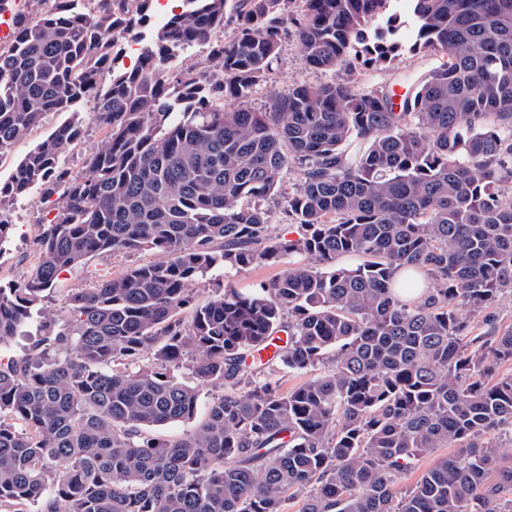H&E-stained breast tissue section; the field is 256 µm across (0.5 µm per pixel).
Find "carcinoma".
Masks as SVG:
<instances>
[{"label":"carcinoma","mask_w":512,"mask_h":512,"mask_svg":"<svg viewBox=\"0 0 512 512\" xmlns=\"http://www.w3.org/2000/svg\"><path fill=\"white\" fill-rule=\"evenodd\" d=\"M95 2L20 11L0 45V155L87 98L108 131L74 173L63 156L79 123H63L0 183V248L7 203L37 185L58 196L30 279L0 286V344L62 270L114 250L162 258L68 294L57 350L0 366V504L512 512V374L497 372L512 329L474 335L460 313L512 293V0H182L106 84L108 47L151 0ZM288 23L305 64L335 78L257 109ZM192 43L213 76L167 71L171 48ZM406 52L435 64L403 94L356 82ZM273 196L297 238L273 234ZM346 255L360 262L340 265ZM260 262L285 270L194 301L212 268ZM402 271L422 302L398 292ZM145 353L151 367L130 368ZM184 365L224 393L162 440L156 429L197 413L198 389L172 373ZM283 370L310 377L284 391ZM438 448L455 453L396 487Z\"/></svg>","instance_id":"1"}]
</instances>
